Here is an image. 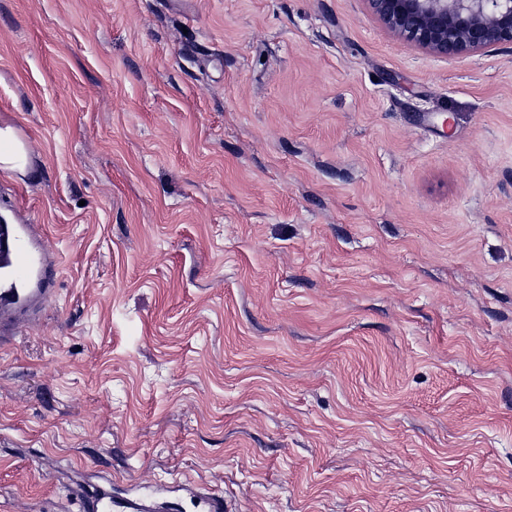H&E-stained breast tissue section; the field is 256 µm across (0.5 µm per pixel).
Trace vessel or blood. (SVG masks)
<instances>
[{
    "label": "vessel or blood",
    "mask_w": 512,
    "mask_h": 512,
    "mask_svg": "<svg viewBox=\"0 0 512 512\" xmlns=\"http://www.w3.org/2000/svg\"><path fill=\"white\" fill-rule=\"evenodd\" d=\"M43 260L31 245L26 224L0 227V306H21L34 294V282L44 279ZM80 512H149L144 503L127 500L118 504L107 493L82 498Z\"/></svg>",
    "instance_id": "1"
}]
</instances>
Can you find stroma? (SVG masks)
Listing matches in <instances>:
<instances>
[{"label":"stroma","instance_id":"stroma-1","mask_svg":"<svg viewBox=\"0 0 512 512\" xmlns=\"http://www.w3.org/2000/svg\"><path fill=\"white\" fill-rule=\"evenodd\" d=\"M0 512H512V46L367 0H0ZM2 140H15L17 148L15 151L1 153L0 151V170L3 171H16L23 170L27 164L26 153L22 145L18 142L15 134L11 128H0V141ZM28 224H5L0 233V306L28 303L38 288H30L45 278L44 264L31 245ZM119 508L121 512H149V507L135 500H127L124 503H116L106 492L90 495L82 498L80 512H112Z\"/></svg>","mask_w":512,"mask_h":512}]
</instances>
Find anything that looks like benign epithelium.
<instances>
[{"label": "benign epithelium", "instance_id": "benign-epithelium-1", "mask_svg": "<svg viewBox=\"0 0 512 512\" xmlns=\"http://www.w3.org/2000/svg\"><path fill=\"white\" fill-rule=\"evenodd\" d=\"M396 38L445 56L512 45V0H367Z\"/></svg>", "mask_w": 512, "mask_h": 512}]
</instances>
